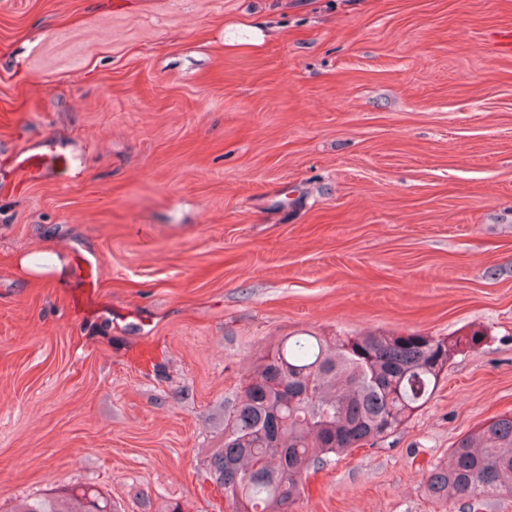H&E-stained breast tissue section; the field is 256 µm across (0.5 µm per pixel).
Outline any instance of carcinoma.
Segmentation results:
<instances>
[{
	"label": "carcinoma",
	"instance_id": "carcinoma-1",
	"mask_svg": "<svg viewBox=\"0 0 512 512\" xmlns=\"http://www.w3.org/2000/svg\"><path fill=\"white\" fill-rule=\"evenodd\" d=\"M463 339L369 333L329 343L300 334L265 351L245 386L224 408V444L210 470L231 512H288L307 473L330 454L372 445L432 399ZM426 493L480 504L512 494V415L463 435L445 464L429 470ZM11 512H117L91 488L21 502Z\"/></svg>",
	"mask_w": 512,
	"mask_h": 512
}]
</instances>
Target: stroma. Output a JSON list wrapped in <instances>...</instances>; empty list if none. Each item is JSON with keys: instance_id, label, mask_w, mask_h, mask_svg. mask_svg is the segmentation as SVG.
Returning a JSON list of instances; mask_svg holds the SVG:
<instances>
[{"instance_id": "35a3bbf8", "label": "stroma", "mask_w": 512, "mask_h": 512, "mask_svg": "<svg viewBox=\"0 0 512 512\" xmlns=\"http://www.w3.org/2000/svg\"><path fill=\"white\" fill-rule=\"evenodd\" d=\"M508 27L512 0H0V512H229L210 458L267 347L477 330L289 509L469 512L424 485L512 414ZM47 140L75 177L15 187ZM74 252L101 260L86 317ZM39 253L65 283L23 280ZM78 507H77V506ZM11 512H117L108 500L92 488H83L69 496L37 502H21Z\"/></svg>"}]
</instances>
